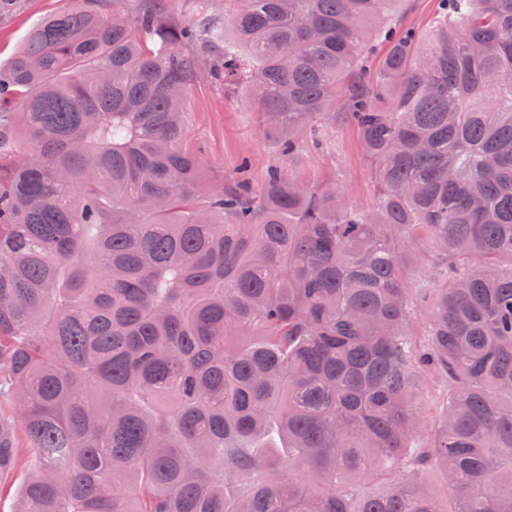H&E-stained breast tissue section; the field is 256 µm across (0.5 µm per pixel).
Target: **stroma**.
Returning a JSON list of instances; mask_svg holds the SVG:
<instances>
[{
    "instance_id": "1",
    "label": "stroma",
    "mask_w": 512,
    "mask_h": 512,
    "mask_svg": "<svg viewBox=\"0 0 512 512\" xmlns=\"http://www.w3.org/2000/svg\"><path fill=\"white\" fill-rule=\"evenodd\" d=\"M76 0H27L25 8L0 23V64H6L37 23L74 7ZM258 100L252 94L224 91L203 82L187 104V146L200 157L205 187L218 188L233 181L241 160H249L246 174L253 189H260L267 169L282 158L272 140L259 132ZM290 171L307 181L339 182L347 200L360 209L372 208L376 198L362 136L348 124L326 129L321 144L304 141Z\"/></svg>"
}]
</instances>
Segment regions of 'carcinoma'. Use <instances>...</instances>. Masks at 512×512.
<instances>
[{
	"instance_id": "cac0c4a2",
	"label": "carcinoma",
	"mask_w": 512,
	"mask_h": 512,
	"mask_svg": "<svg viewBox=\"0 0 512 512\" xmlns=\"http://www.w3.org/2000/svg\"><path fill=\"white\" fill-rule=\"evenodd\" d=\"M78 2L0 67L13 512H444L435 465L449 512H512V0L401 34L405 0ZM203 79L283 157L356 126L374 207L281 165L204 191Z\"/></svg>"
}]
</instances>
